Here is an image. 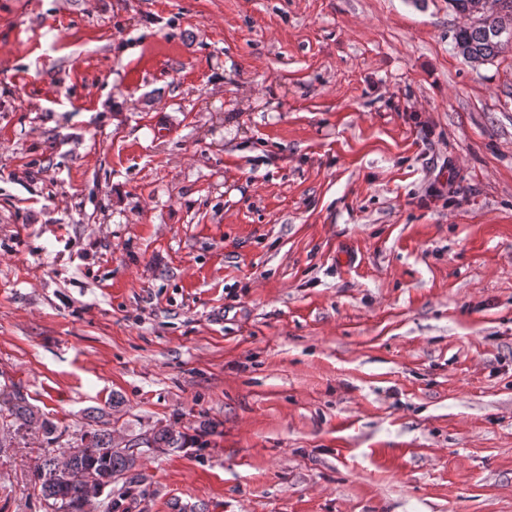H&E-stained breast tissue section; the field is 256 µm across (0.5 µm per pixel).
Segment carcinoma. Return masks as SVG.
Masks as SVG:
<instances>
[{
	"label": "carcinoma",
	"instance_id": "1",
	"mask_svg": "<svg viewBox=\"0 0 512 512\" xmlns=\"http://www.w3.org/2000/svg\"><path fill=\"white\" fill-rule=\"evenodd\" d=\"M497 12L478 24L459 28L454 35V49L464 59L491 61L512 40V0H495ZM12 402V423L18 428L40 425L50 430V424L39 416L18 390L9 394ZM185 433L172 426L140 434L128 444L114 442L112 430L101 427L83 433L75 454L67 453V462L56 463L50 456L36 472L41 494L52 512H77L79 505L100 497L106 489L119 486L117 498L110 501L108 512H118L121 500L131 495L143 482L137 473L142 449H179L185 446Z\"/></svg>",
	"mask_w": 512,
	"mask_h": 512
}]
</instances>
